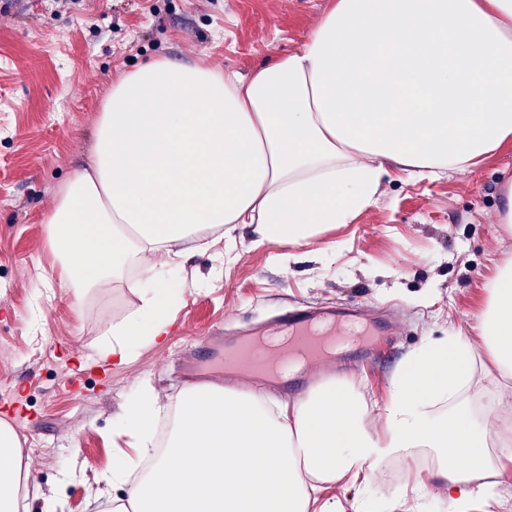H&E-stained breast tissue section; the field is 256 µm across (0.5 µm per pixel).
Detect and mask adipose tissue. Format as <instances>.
I'll list each match as a JSON object with an SVG mask.
<instances>
[{
	"label": "adipose tissue",
	"instance_id": "adipose-tissue-1",
	"mask_svg": "<svg viewBox=\"0 0 512 512\" xmlns=\"http://www.w3.org/2000/svg\"><path fill=\"white\" fill-rule=\"evenodd\" d=\"M512 142V0H331L306 39L248 76L158 57L118 73L94 145L59 189L48 239L59 280L94 288L167 262L184 244L254 229L297 244L370 206L397 167L467 170ZM175 292L139 293L107 328L101 362L129 363L168 334ZM485 349L512 380V264L499 268L480 317ZM466 340L426 346L400 370L381 431L360 393L333 380L269 413L262 396L216 384L162 407L142 389L112 427L134 444L109 475L129 488L112 512H310L326 483L370 472L410 448L438 459L433 477L467 512L472 481L512 461V424L478 416ZM18 440L0 421V512H17ZM469 460L449 471L450 453Z\"/></svg>",
	"mask_w": 512,
	"mask_h": 512
}]
</instances>
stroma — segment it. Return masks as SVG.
Wrapping results in <instances>:
<instances>
[{
    "instance_id": "35a3bbf8",
    "label": "stroma",
    "mask_w": 512,
    "mask_h": 512,
    "mask_svg": "<svg viewBox=\"0 0 512 512\" xmlns=\"http://www.w3.org/2000/svg\"><path fill=\"white\" fill-rule=\"evenodd\" d=\"M329 0H0V398L21 403L6 420L27 474L19 512H102L105 476L131 447L112 424L149 386L164 404L183 393L181 365L212 334L265 320L283 301L348 300L406 312L380 363L351 375L371 426L398 364L422 346L466 337L473 350L477 408L489 427L493 401L511 393L495 379L479 328L487 286L512 261V227L498 223L502 186L512 180V143L465 171L435 177L391 171L372 205L349 223L298 245L257 246L251 237L188 249L172 268L136 271L76 303L58 277L44 224L56 194L93 145L102 104L118 70L165 56L248 74L299 44ZM163 278L179 288L169 334L95 373L110 321L138 306V288ZM77 376L73 389L65 376ZM398 474L341 480L318 492L346 512H453L432 473L433 454L395 455ZM468 512H512V462Z\"/></svg>"
}]
</instances>
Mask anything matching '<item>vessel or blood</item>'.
Listing matches in <instances>:
<instances>
[{
  "label": "vessel or blood",
  "instance_id": "1",
  "mask_svg": "<svg viewBox=\"0 0 512 512\" xmlns=\"http://www.w3.org/2000/svg\"><path fill=\"white\" fill-rule=\"evenodd\" d=\"M394 331L392 321L356 302L317 304L285 312L271 326L235 340L213 339L185 369L197 377L219 365L225 380H243L267 392L295 393L322 374L350 365L351 353H358L363 363L378 359Z\"/></svg>",
  "mask_w": 512,
  "mask_h": 512
}]
</instances>
